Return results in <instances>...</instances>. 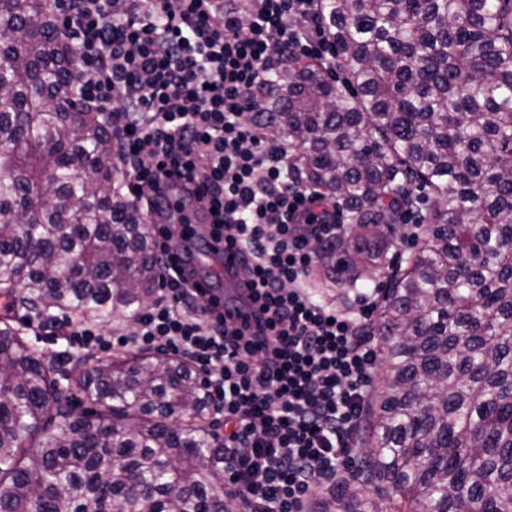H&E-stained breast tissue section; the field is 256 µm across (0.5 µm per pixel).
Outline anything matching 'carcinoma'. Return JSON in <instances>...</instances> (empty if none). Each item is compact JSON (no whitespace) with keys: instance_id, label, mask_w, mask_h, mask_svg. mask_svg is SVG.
Here are the masks:
<instances>
[{"instance_id":"cac0c4a2","label":"carcinoma","mask_w":512,"mask_h":512,"mask_svg":"<svg viewBox=\"0 0 512 512\" xmlns=\"http://www.w3.org/2000/svg\"><path fill=\"white\" fill-rule=\"evenodd\" d=\"M342 80L275 68L250 119L342 212L323 264L374 281L415 213L416 250L377 326L385 389L362 469L389 512H512V0H318ZM77 57L47 0H0V292L94 322L135 320L159 268L112 192L111 135L60 92ZM61 391L0 316V512H228L210 395L163 353L68 370ZM96 410L71 415L72 393ZM314 512H383L344 483Z\"/></svg>"}]
</instances>
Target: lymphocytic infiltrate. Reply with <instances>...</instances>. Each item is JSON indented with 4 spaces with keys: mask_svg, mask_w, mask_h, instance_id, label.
Instances as JSON below:
<instances>
[{
    "mask_svg": "<svg viewBox=\"0 0 512 512\" xmlns=\"http://www.w3.org/2000/svg\"><path fill=\"white\" fill-rule=\"evenodd\" d=\"M78 53L72 83L110 127L113 190L146 216L182 213L179 233L197 248L189 216L203 213L241 248L262 300L255 326L223 309L170 267L155 243L157 295L138 319L136 350L176 355L208 380L224 415L226 495L244 512H307L309 492L343 480L363 432L373 385L376 298L344 314L307 281L341 234L320 224L316 192L290 177L293 153L247 120L272 69L336 49L317 0H51ZM70 353L112 347L95 322L70 318Z\"/></svg>",
    "mask_w": 512,
    "mask_h": 512,
    "instance_id": "1",
    "label": "lymphocytic infiltrate"
}]
</instances>
